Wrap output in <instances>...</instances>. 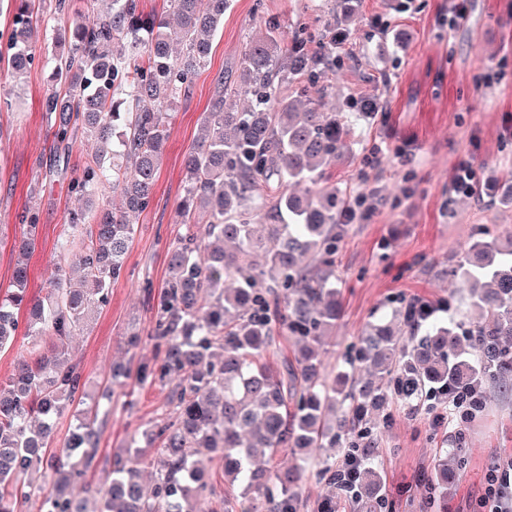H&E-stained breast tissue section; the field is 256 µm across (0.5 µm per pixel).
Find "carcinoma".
<instances>
[{
	"label": "carcinoma",
	"instance_id": "cac0c4a2",
	"mask_svg": "<svg viewBox=\"0 0 512 512\" xmlns=\"http://www.w3.org/2000/svg\"><path fill=\"white\" fill-rule=\"evenodd\" d=\"M227 0H165V13L145 14L139 0H109L94 22L70 15L58 0L65 51L43 60L64 93L52 91L42 110L57 145L82 137L96 144L72 181L75 206L59 260L63 272L44 300L28 296L27 264H17L0 299V350L12 345L26 313L27 349L17 370L0 381V512H87L70 487L93 466L100 408L126 394L130 369L112 366L95 396L69 362L67 340L89 323L119 279L133 238V216L150 205L172 112L205 69L211 37ZM49 37L36 0H22L12 20L11 76L35 61ZM345 66L336 39L307 27L286 42L268 22L241 56L243 87L229 86L204 114L197 145L184 162L178 223L169 273L150 339L163 357L142 363L143 385H171L174 420L135 434L112 456L110 480L98 490L97 512H214L205 503L216 485L200 458H217L224 479L241 488L223 498L224 512H297L302 480L325 483L326 494L352 500L356 512H383L386 491L376 469L365 411L392 396L414 406L436 395L427 413L448 403V391L489 381L512 388V236L475 239L454 272L470 288L457 306L461 321H418L413 302H389L391 319L374 323L350 344L340 370L319 351L340 312L333 279L336 207L345 198L326 169L353 141L355 112L302 103L306 87ZM123 207L109 205V195ZM269 203L268 224L253 223L251 200ZM38 214L21 217L19 248L36 245ZM294 343L280 365L263 362ZM86 397L62 446L48 452L57 420ZM361 459L353 492L336 490L325 449ZM291 449L301 464L275 465ZM158 457L150 479L141 464ZM443 451L428 476L448 489L462 467Z\"/></svg>",
	"mask_w": 512,
	"mask_h": 512
}]
</instances>
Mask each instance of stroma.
Wrapping results in <instances>:
<instances>
[{
    "label": "stroma",
    "mask_w": 512,
    "mask_h": 512,
    "mask_svg": "<svg viewBox=\"0 0 512 512\" xmlns=\"http://www.w3.org/2000/svg\"><path fill=\"white\" fill-rule=\"evenodd\" d=\"M464 18H457V3ZM276 16L285 35L295 27L323 29L326 19L354 11V32L336 42L344 70L325 79L328 109L350 111L361 101L378 110L362 121L355 141L332 162V182L349 195L374 196L370 220L348 224L337 245L336 284L343 318L327 366L369 323L387 318V300L456 301L462 283L452 274L458 256L481 233H512V205H502L494 185L512 182V0H232L207 66L173 114L153 200L135 223L121 276L91 324L72 339L70 360L90 389L105 384L113 363L138 368L161 353L148 335L154 307L168 277V251L183 227L176 203L184 159L201 133L202 119L219 81L239 82V61L261 14ZM52 41L39 43L36 61L10 85L17 108L0 111V291L10 287L26 207L39 211L38 238L28 256L30 296H44L56 275V247L74 203L70 185L92 148L77 143L56 153L40 103L61 89L41 62ZM469 161L482 198L458 196L453 175ZM139 332L142 343L128 348ZM128 397L112 404L101 431L98 457L77 495L101 486L112 455L138 430L169 420V390L130 381ZM485 408L468 422L434 427L427 415L390 400L371 419L377 467L386 485V512H435L424 479L440 448L462 435L465 462L448 490V512H476L488 470L512 457V391L488 389Z\"/></svg>",
    "instance_id": "35a3bbf8"
}]
</instances>
